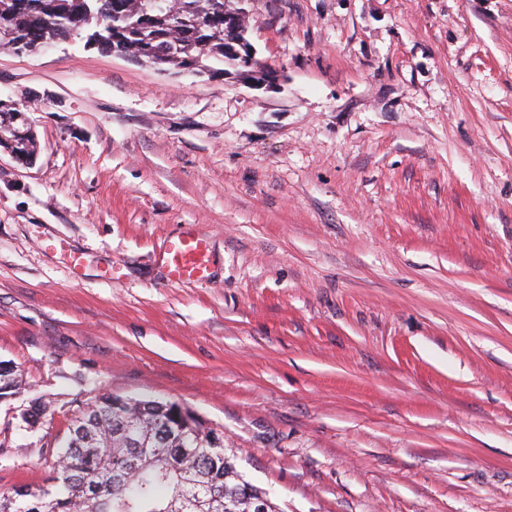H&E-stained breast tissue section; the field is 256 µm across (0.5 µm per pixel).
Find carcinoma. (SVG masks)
Listing matches in <instances>:
<instances>
[{"instance_id": "carcinoma-1", "label": "carcinoma", "mask_w": 512, "mask_h": 512, "mask_svg": "<svg viewBox=\"0 0 512 512\" xmlns=\"http://www.w3.org/2000/svg\"><path fill=\"white\" fill-rule=\"evenodd\" d=\"M229 0H0V48L23 41L29 51L80 34L88 16L107 21L89 32L92 47L159 66L160 51L172 49L167 68L210 78L229 65L230 29L236 23ZM10 127L0 148L28 162L37 142L30 124L13 120L0 106V125ZM23 378L0 361V398L16 394ZM170 402L137 399L123 414L105 396L72 419L64 446L44 458L51 485H23L0 495V512H251L268 493L243 478L235 453L212 448L214 428L198 418L178 426Z\"/></svg>"}]
</instances>
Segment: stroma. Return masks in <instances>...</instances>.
I'll return each mask as SVG.
<instances>
[{
    "label": "stroma",
    "mask_w": 512,
    "mask_h": 512,
    "mask_svg": "<svg viewBox=\"0 0 512 512\" xmlns=\"http://www.w3.org/2000/svg\"><path fill=\"white\" fill-rule=\"evenodd\" d=\"M246 7L275 84L0 49L38 143L0 151V493L116 395L282 512H512V0ZM187 232L208 280L167 277ZM22 385V375L9 362L0 361V398L16 394Z\"/></svg>",
    "instance_id": "1"
}]
</instances>
